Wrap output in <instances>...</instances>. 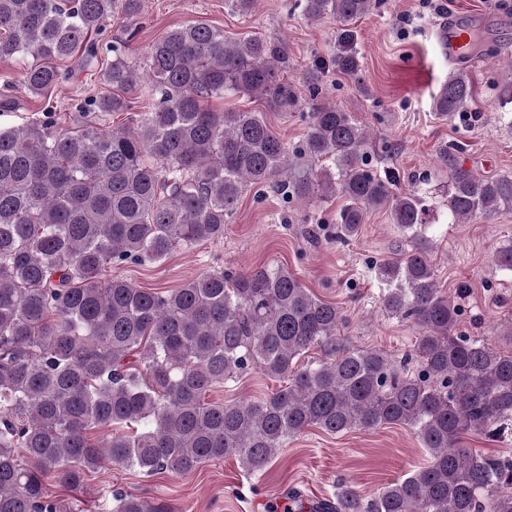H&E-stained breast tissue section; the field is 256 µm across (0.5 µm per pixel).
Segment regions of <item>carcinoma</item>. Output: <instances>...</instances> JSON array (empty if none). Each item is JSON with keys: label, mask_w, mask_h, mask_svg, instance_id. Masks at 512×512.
Returning a JSON list of instances; mask_svg holds the SVG:
<instances>
[{"label": "carcinoma", "mask_w": 512, "mask_h": 512, "mask_svg": "<svg viewBox=\"0 0 512 512\" xmlns=\"http://www.w3.org/2000/svg\"><path fill=\"white\" fill-rule=\"evenodd\" d=\"M142 0H0V59L32 58L25 89L61 80L57 62H99L98 37L115 9L135 18ZM379 0H304L310 20H336L331 66L362 71L355 22ZM112 94L75 106L76 128L50 118L0 130V512H74L45 480L82 487L108 464L146 474H187L237 457L259 473L309 427L331 434L384 424L411 428L428 463L385 484L371 501L351 484L312 512H512V459L459 446L465 434L512 426V351L457 331L458 308L440 295L426 234L430 213L414 191L370 168L369 132L321 95L314 66L307 130L291 154L258 112H218L229 92L288 111L299 89L279 79L283 49L247 34L227 41L204 23L173 28L148 52L146 69L117 47ZM140 78L159 96L133 111ZM473 97L469 77L448 78L434 111L454 121ZM129 112L106 129L88 111ZM448 215L459 223L512 209V175L484 176L448 163ZM272 184L309 206L345 199L341 238L386 208L408 239L374 266L385 311L419 337L396 366L380 350L344 342L347 317L282 267L205 272L178 288L149 291L103 271L155 263L174 250L224 237L246 184ZM318 349L322 359L298 367ZM260 369L288 385L246 406L206 400L210 388ZM124 424L97 443L89 431ZM112 512H174L163 501L119 492Z\"/></svg>", "instance_id": "cac0c4a2"}]
</instances>
